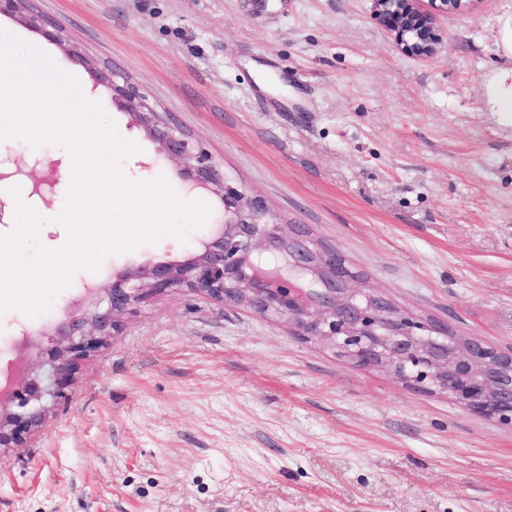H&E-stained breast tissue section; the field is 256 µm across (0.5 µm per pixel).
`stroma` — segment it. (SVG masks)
I'll return each instance as SVG.
<instances>
[{
    "label": "stroma",
    "instance_id": "35a3bbf8",
    "mask_svg": "<svg viewBox=\"0 0 512 512\" xmlns=\"http://www.w3.org/2000/svg\"><path fill=\"white\" fill-rule=\"evenodd\" d=\"M57 44L0 29L105 97L77 47L136 83L218 170L308 225L402 306L512 351V0L437 14L436 52L397 50L371 0H32ZM138 153L132 180L169 174ZM76 270L54 305L126 257ZM0 512H512V427L352 366L286 323L160 297L82 362L24 447Z\"/></svg>",
    "mask_w": 512,
    "mask_h": 512
}]
</instances>
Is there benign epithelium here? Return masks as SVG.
I'll return each mask as SVG.
<instances>
[{
	"mask_svg": "<svg viewBox=\"0 0 512 512\" xmlns=\"http://www.w3.org/2000/svg\"><path fill=\"white\" fill-rule=\"evenodd\" d=\"M28 0H0V15L46 32L43 16L26 11ZM375 19L399 51L417 58L439 44L434 12L467 8L471 0H372ZM90 74L94 86L112 91L104 107L117 106L155 145L159 160L176 164L173 175L194 190L214 195L218 209L205 233L178 258L130 260L112 275L84 283L81 297L38 329L21 332L14 362L0 375V450L20 448L27 436L66 397L84 360L119 334L136 307L190 291L286 322L292 334L330 348L348 363L383 371L402 384L445 395L464 410L512 426V352L478 337L460 336L447 323L414 314L349 268L335 248L315 239L305 224H285L265 198L220 174L186 130L147 103L123 74L97 68L85 55L65 53ZM32 180L40 195L58 173L15 165L0 169V182Z\"/></svg>",
	"mask_w": 512,
	"mask_h": 512,
	"instance_id": "1",
	"label": "benign epithelium"
}]
</instances>
